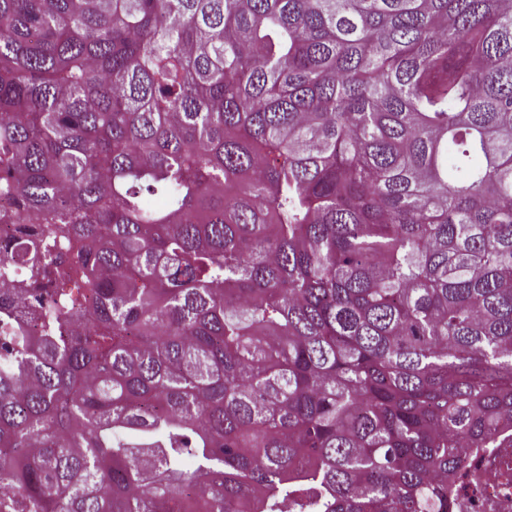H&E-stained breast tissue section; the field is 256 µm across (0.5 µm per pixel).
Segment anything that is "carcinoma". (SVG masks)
I'll return each mask as SVG.
<instances>
[{"label":"carcinoma","instance_id":"carcinoma-1","mask_svg":"<svg viewBox=\"0 0 512 512\" xmlns=\"http://www.w3.org/2000/svg\"><path fill=\"white\" fill-rule=\"evenodd\" d=\"M0 196V512H448L512 424L506 0H0ZM1 299L2 302H4L5 299H8L9 301V307L12 315L9 316L11 325L23 328L27 334L26 336H37L39 334V318L32 307L29 305H18L14 302L9 292L3 293L1 295Z\"/></svg>","mask_w":512,"mask_h":512}]
</instances>
